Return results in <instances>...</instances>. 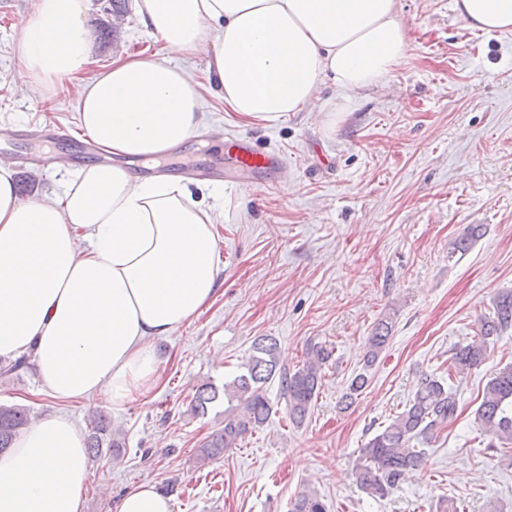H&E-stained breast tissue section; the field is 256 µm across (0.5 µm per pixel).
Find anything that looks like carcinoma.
<instances>
[{
  "label": "carcinoma",
  "instance_id": "1",
  "mask_svg": "<svg viewBox=\"0 0 512 512\" xmlns=\"http://www.w3.org/2000/svg\"><path fill=\"white\" fill-rule=\"evenodd\" d=\"M482 228L472 225L466 234L453 244V250L465 252L481 236ZM393 328L392 318H379L367 337V365H373L387 345ZM512 329V290L500 292L493 300L492 314L482 318L474 339L453 353L448 365V377H459L480 366L487 358L491 346L500 335ZM333 355V349L319 342H308L302 364L295 369L281 362V349L270 336L256 338L250 354L242 365L243 372L223 387L210 382L198 385L190 400L191 411L204 416L210 406L224 399V426L211 433L202 443L200 460H213L237 447L247 435L264 425L272 411L265 384L278 380L280 396L286 402L289 420L300 425L304 422L319 394L323 370ZM368 376L359 373L349 385L342 402L350 406L354 397L365 389ZM458 408L456 393L442 381L426 376L421 379L414 395L402 412L391 422L381 426L359 449L355 464L356 481L373 498H385L404 478L423 464L425 449L414 448L411 443H430L453 420ZM478 418L494 432L501 445H512V364L496 372L487 382ZM31 421L28 409L16 405H0V451L11 446L13 439ZM91 457L102 453L119 459L125 451V438L100 415L91 422L87 437ZM291 512H328L327 505L313 491L298 494Z\"/></svg>",
  "mask_w": 512,
  "mask_h": 512
}]
</instances>
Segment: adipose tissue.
<instances>
[{
	"instance_id": "obj_1",
	"label": "adipose tissue",
	"mask_w": 512,
	"mask_h": 512,
	"mask_svg": "<svg viewBox=\"0 0 512 512\" xmlns=\"http://www.w3.org/2000/svg\"><path fill=\"white\" fill-rule=\"evenodd\" d=\"M468 28L512 29V0H454ZM89 0H33L18 22L25 88L77 84L81 130L110 164L76 169L53 195L22 197L0 160V358L32 354L55 400L122 407L157 387L161 340L219 286L223 192L196 197L188 177H140L122 159H154L196 135L214 97L271 126L311 104L325 78L341 90L327 128L409 51L398 0H134L165 49L92 70ZM205 51L198 80L181 59ZM90 464L75 420L47 413L0 452V512H83ZM115 512H172L141 482Z\"/></svg>"
}]
</instances>
